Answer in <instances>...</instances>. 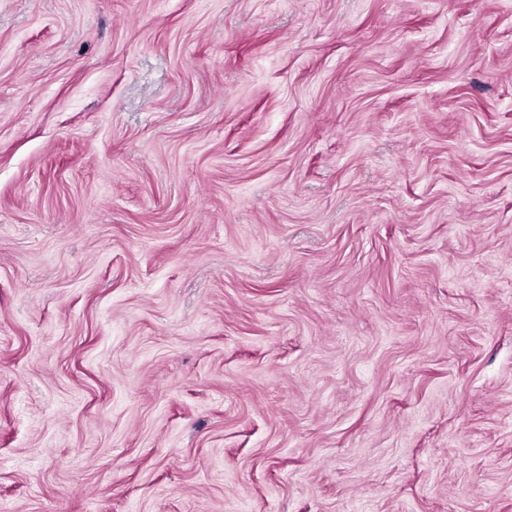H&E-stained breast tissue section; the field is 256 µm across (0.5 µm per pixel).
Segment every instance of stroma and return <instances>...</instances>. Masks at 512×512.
Returning <instances> with one entry per match:
<instances>
[{
  "label": "stroma",
  "mask_w": 512,
  "mask_h": 512,
  "mask_svg": "<svg viewBox=\"0 0 512 512\" xmlns=\"http://www.w3.org/2000/svg\"><path fill=\"white\" fill-rule=\"evenodd\" d=\"M0 512H512V0H0Z\"/></svg>",
  "instance_id": "1"
}]
</instances>
